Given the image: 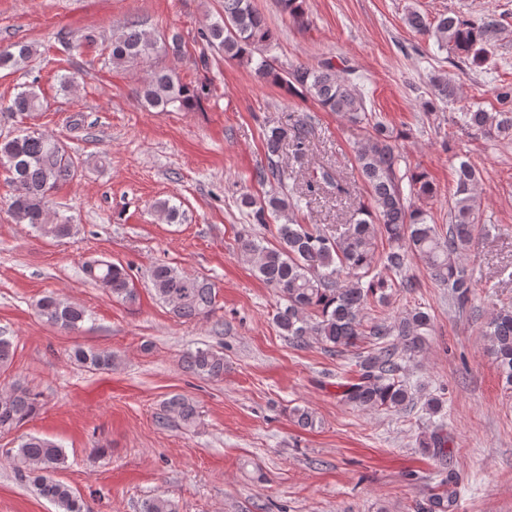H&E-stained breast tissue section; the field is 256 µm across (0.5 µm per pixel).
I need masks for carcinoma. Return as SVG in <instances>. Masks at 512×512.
I'll use <instances>...</instances> for the list:
<instances>
[{"label": "carcinoma", "mask_w": 512, "mask_h": 512, "mask_svg": "<svg viewBox=\"0 0 512 512\" xmlns=\"http://www.w3.org/2000/svg\"><path fill=\"white\" fill-rule=\"evenodd\" d=\"M405 22L418 33L432 34L439 48L474 64L487 60L503 30L500 19L493 14L468 18L450 12L430 24L420 12L410 10ZM201 39L209 47L224 52V56L254 66L261 80L289 88L298 85L322 108L353 123H372L375 136L354 152L359 173L370 191L369 204L355 208L349 222L334 234L301 224L296 215L321 190L339 197L350 196L348 184L331 167L322 164L304 186L288 194L284 192L287 175L277 161L285 145L297 157L308 151L312 117L298 119L289 127L281 124L266 129L268 164L257 169L255 179L260 183L274 182L279 189L259 203L245 194L241 204L250 209L249 216L256 224L267 223L270 216L283 219L278 227L280 244L268 247L247 239L241 242V257L260 280L278 290L281 303L274 320L283 335L296 345H304L307 337L314 336L327 350L335 351L355 345L366 332L375 338L371 351L356 362L354 381L344 386V402L360 408L404 409L413 402L416 390L401 379L400 360L404 354L423 349L432 330L431 316L416 307L400 313L391 322H377L364 330V311L369 301L385 302L388 290L394 286L392 278L374 272L375 263L381 262L385 270L400 276L406 271L408 259L414 257L426 266L438 285L449 290L458 307H465L472 288L465 265L466 252L474 214L480 206L475 167L462 160L456 168V190L449 209L448 230L443 233L425 210L408 202V197L415 194L433 196L432 184L423 174L401 173L400 155L390 143L389 130L380 122H372L361 92L340 79L331 63L323 62L316 68L299 65L289 70L275 67L270 59L275 36L252 0H224V14L201 32ZM154 47L155 40L149 32L134 25L125 27L112 40V62L133 63ZM31 55L28 45L1 49L0 68L18 67ZM140 95L157 112H189L201 99L199 89L182 83L168 71L151 73L143 82ZM42 107V97L30 86L17 93L6 110L31 117ZM457 123L468 133L512 139V109H466L458 113ZM0 160L14 186L10 211L15 222L41 237L61 239L73 235L75 225L68 219L50 221L48 210L52 193L77 176L75 156L58 140L26 129L0 140ZM154 209L169 223L179 221V206L169 199L156 201ZM380 235L387 237L391 248L378 260L375 242ZM82 272L105 294L126 303L136 301L137 290L123 265L93 260L82 266ZM150 282L175 317L200 320L209 316L215 292L206 278L162 263L151 268ZM36 312L44 322L67 331L78 329L87 319L85 309L54 292L36 302ZM486 335L500 374L512 385V310L493 313L486 322ZM72 357L93 370H109L115 361V354L109 350L81 347L73 349ZM184 362L200 376L224 377V354L210 347L187 352ZM40 403V393L22 384L14 385L9 394L0 396V431L22 424L36 413ZM163 407L185 427L195 425L199 417L196 405L182 395L170 397ZM292 416L303 428L316 425L315 414L307 407L293 408ZM7 457L16 476L31 482L37 494L51 502L57 512H88L68 485L48 476L67 462L57 442L26 435L21 437L18 447L7 452ZM443 485L447 489L431 499L428 512H446L452 506L456 481L450 476ZM141 512H178V505L169 498L155 496L142 502Z\"/></svg>", "instance_id": "cac0c4a2"}]
</instances>
